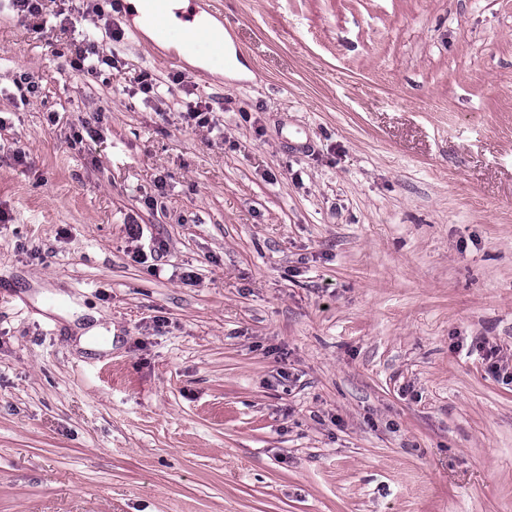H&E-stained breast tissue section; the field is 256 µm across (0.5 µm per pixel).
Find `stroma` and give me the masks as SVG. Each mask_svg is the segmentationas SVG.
Here are the masks:
<instances>
[{"label":"stroma","mask_w":512,"mask_h":512,"mask_svg":"<svg viewBox=\"0 0 512 512\" xmlns=\"http://www.w3.org/2000/svg\"><path fill=\"white\" fill-rule=\"evenodd\" d=\"M213 2L0 0V512H512V0ZM11 6L17 13L27 21H33L35 24L33 27L44 28L47 25L48 17H57L63 14L62 10L52 12L48 10L45 2L56 3V1H45V0H10ZM37 21H39L37 23ZM153 5L149 15L146 17L153 26L155 36L160 41L179 42L189 53L203 58L211 68H224V33L220 30L204 26L211 30V36L206 40H190L186 36V30L193 26H184L180 24L173 9H185L188 6L187 1L170 2L167 9L171 19L166 16L165 4L167 0H148Z\"/></svg>","instance_id":"obj_1"}]
</instances>
